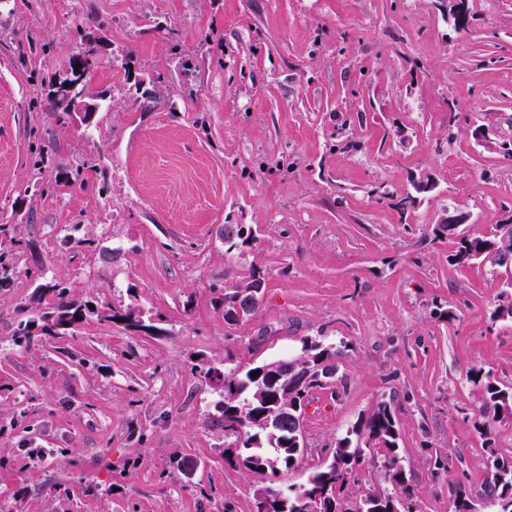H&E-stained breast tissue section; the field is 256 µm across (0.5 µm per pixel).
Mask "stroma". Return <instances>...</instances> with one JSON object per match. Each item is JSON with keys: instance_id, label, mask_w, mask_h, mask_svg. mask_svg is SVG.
<instances>
[{"instance_id": "1", "label": "stroma", "mask_w": 512, "mask_h": 512, "mask_svg": "<svg viewBox=\"0 0 512 512\" xmlns=\"http://www.w3.org/2000/svg\"><path fill=\"white\" fill-rule=\"evenodd\" d=\"M471 12L459 32L448 0L0 5L9 512H252L266 481L226 463L222 381L199 371L296 355L307 338L335 348L337 392H315L282 483H303L386 399L421 512H453L490 449L512 454V422L480 434L469 379L512 387V323L494 315L512 267L456 263L457 238L433 232L447 207L469 213L470 236L512 217V0ZM89 48L97 110L61 122L48 93ZM427 173L436 189L403 208ZM228 224L254 241L227 248ZM38 270L95 310L74 335L20 347ZM252 270L257 311L225 320L218 289ZM108 304L154 331L99 320Z\"/></svg>"}]
</instances>
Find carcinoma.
Returning <instances> with one entry per match:
<instances>
[{"mask_svg":"<svg viewBox=\"0 0 512 512\" xmlns=\"http://www.w3.org/2000/svg\"><path fill=\"white\" fill-rule=\"evenodd\" d=\"M234 228L235 234L224 236L229 248L253 240L251 228L237 224ZM481 241L496 246L495 253H487L484 258L498 266L512 263L511 244L500 243L493 236ZM262 285L263 278L252 271L224 286L216 302L226 312L240 309L239 318H246L258 309L261 294L257 290ZM37 292V306L12 331V341L18 346H29L43 336L71 335L75 325L83 320V311L88 309V305L70 299V289L62 281L42 284ZM98 317L107 321L121 319L132 328L152 329L131 309L121 312L108 305L98 311ZM286 363L297 366L288 379L279 375L280 365ZM335 369L336 350L307 338L296 358L264 361L243 373L236 368L224 370L215 409L224 423V435L235 437L232 446L226 449L225 460L245 472L270 476V485L255 495L253 512H420L400 464V429L387 401L378 402L345 436L336 439L332 464H320L299 485L285 488L277 484L279 476L296 467L304 457L307 444L303 408L316 390L336 393L331 387ZM470 380L481 389L485 416L494 422L512 419L511 387L500 386L491 374L480 369L472 372ZM374 462L384 468L390 487L367 492L353 503L346 500V485L357 480L360 472ZM478 500L493 512H512V455L490 450L481 492L470 497L465 491L456 490L455 512H477Z\"/></svg>","mask_w":512,"mask_h":512,"instance_id":"1","label":"carcinoma"}]
</instances>
